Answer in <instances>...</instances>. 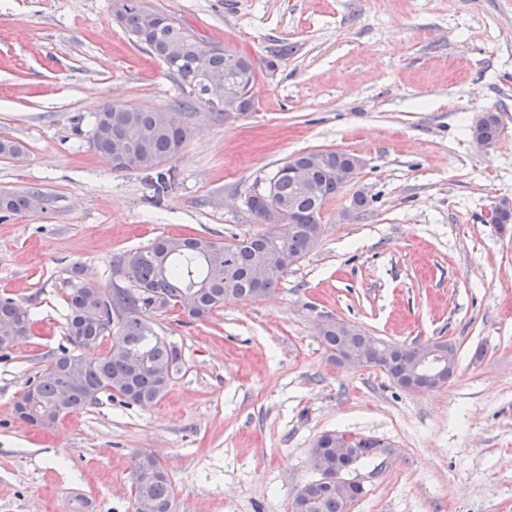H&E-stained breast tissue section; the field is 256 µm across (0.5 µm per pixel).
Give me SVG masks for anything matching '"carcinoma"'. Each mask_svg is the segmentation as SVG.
I'll return each mask as SVG.
<instances>
[{
    "label": "carcinoma",
    "mask_w": 512,
    "mask_h": 512,
    "mask_svg": "<svg viewBox=\"0 0 512 512\" xmlns=\"http://www.w3.org/2000/svg\"><path fill=\"white\" fill-rule=\"evenodd\" d=\"M125 29L148 52L165 64L187 98L165 110L117 112L116 104L107 103L95 113L91 143L112 160L115 170L150 171L179 155L189 139L186 110L205 101L199 87L207 71L219 70L233 84H248L254 78L255 65L229 63L224 51L205 50L204 42L176 25L161 23L163 15L144 10L138 0H121ZM171 43L176 51H166ZM504 126L500 113L487 111L472 127L471 135L492 145ZM297 163L313 169L314 188L307 190L288 175L276 170L269 179L268 191H253L247 207L264 230L250 236L232 235L224 241L208 237H158L152 244L133 253L117 256L113 274L129 278L123 288H109L91 294L73 288L66 301L67 336L75 350L53 358L39 373L32 391L15 403L19 418L41 428L56 425L60 415L56 395L67 375L78 369L82 385L71 393L70 410L98 403L101 396H116L143 406L159 401L166 393L173 375L182 362L181 352L158 332L153 316L172 309L195 320H204L227 300L249 301L277 288L288 270L317 246L323 235L321 211L325 201L344 188L336 180V164L347 158L333 150H318L294 156ZM35 192L6 193L0 196V212L25 213L30 210ZM277 208L288 213L292 208L299 223L267 224L266 213ZM266 262L269 276L259 284L251 276L254 264ZM193 301L180 305L185 293ZM29 309L11 297H0V350L10 349L26 340L31 331ZM318 332L330 357L354 348L365 354L367 364L379 368L396 386L410 377V369L428 346L443 351L445 358L441 384H446L457 370V351L447 340L435 339L413 345H400L365 337L364 331H352L328 319ZM112 338L110 348L94 358L76 349L92 348L104 337ZM351 456L336 452V433L319 436L310 451L319 455L331 479L310 480L297 492L292 512H350L359 496L343 489L336 477L383 452L382 441L355 437ZM141 455L133 457L134 512H174L175 490L162 465L146 476Z\"/></svg>",
    "instance_id": "cac0c4a2"
}]
</instances>
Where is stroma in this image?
<instances>
[{"mask_svg":"<svg viewBox=\"0 0 512 512\" xmlns=\"http://www.w3.org/2000/svg\"><path fill=\"white\" fill-rule=\"evenodd\" d=\"M115 3L0 0V140L21 148L0 155V193L47 199L0 216V296L33 319L0 352V512H78L79 491L96 512H133L143 451L168 473L175 512H291L330 431L387 447L352 471L365 494L351 512H512V226L488 221L512 197V0H139L256 63L253 109L227 119L196 104L161 193L155 173L115 171L90 145L103 104L183 97L114 22ZM285 43L297 51L278 57ZM491 109L504 131L481 154L470 128ZM312 150L366 165L270 294L204 321L157 317L182 354L160 401L104 396L50 429L18 418L69 344L71 288L111 287L113 258L160 236L260 231L247 194ZM328 318L399 344L448 340L457 372L411 393L378 368H337L317 332Z\"/></svg>","mask_w":512,"mask_h":512,"instance_id":"1","label":"stroma"}]
</instances>
